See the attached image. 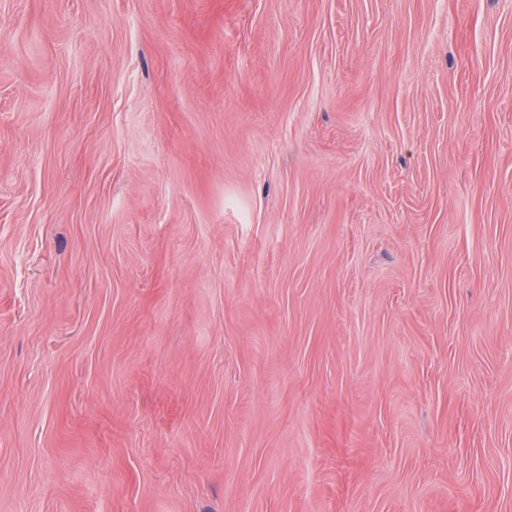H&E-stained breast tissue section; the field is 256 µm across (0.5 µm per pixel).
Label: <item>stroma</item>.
<instances>
[{
  "instance_id": "35a3bbf8",
  "label": "stroma",
  "mask_w": 512,
  "mask_h": 512,
  "mask_svg": "<svg viewBox=\"0 0 512 512\" xmlns=\"http://www.w3.org/2000/svg\"><path fill=\"white\" fill-rule=\"evenodd\" d=\"M0 512H512V0H0Z\"/></svg>"
}]
</instances>
